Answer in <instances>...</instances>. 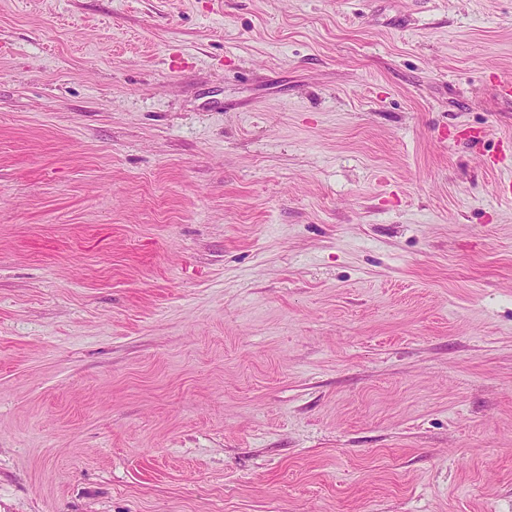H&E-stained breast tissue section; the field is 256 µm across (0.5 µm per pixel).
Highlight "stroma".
Segmentation results:
<instances>
[{
	"instance_id": "stroma-1",
	"label": "stroma",
	"mask_w": 512,
	"mask_h": 512,
	"mask_svg": "<svg viewBox=\"0 0 512 512\" xmlns=\"http://www.w3.org/2000/svg\"><path fill=\"white\" fill-rule=\"evenodd\" d=\"M512 0H0V512H512Z\"/></svg>"
}]
</instances>
